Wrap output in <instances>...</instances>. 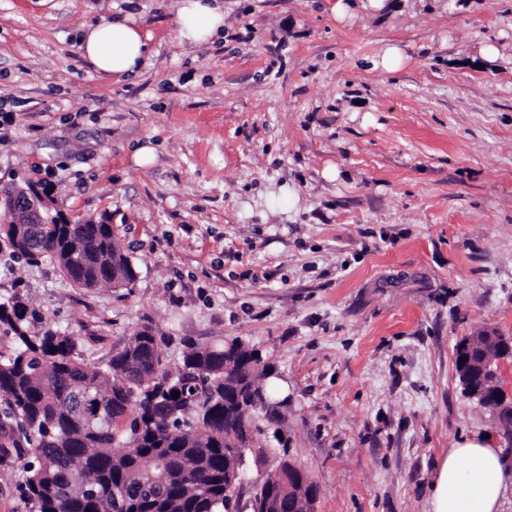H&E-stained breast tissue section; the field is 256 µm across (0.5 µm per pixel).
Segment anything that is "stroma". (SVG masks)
<instances>
[{"mask_svg":"<svg viewBox=\"0 0 512 512\" xmlns=\"http://www.w3.org/2000/svg\"><path fill=\"white\" fill-rule=\"evenodd\" d=\"M177 0H0V187L38 185L64 219L107 217L127 288L50 262L0 265V299L89 362L142 325L165 366L190 345L260 349L240 512L288 457L317 512H432L462 437L512 426L467 399L455 346L512 335V0H414L336 21L326 0H224V35L180 43ZM132 15L139 74L98 73L79 37ZM499 51L481 59L482 43ZM399 46L387 73L372 60ZM29 448L0 463V512H32Z\"/></svg>","mask_w":512,"mask_h":512,"instance_id":"obj_1","label":"stroma"}]
</instances>
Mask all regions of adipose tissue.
<instances>
[{
  "label": "adipose tissue",
  "instance_id": "obj_1",
  "mask_svg": "<svg viewBox=\"0 0 512 512\" xmlns=\"http://www.w3.org/2000/svg\"><path fill=\"white\" fill-rule=\"evenodd\" d=\"M180 40L207 44L224 27L223 0H180L175 17ZM79 49L100 72L136 75L148 44L136 20H103L87 27ZM491 436L460 441L443 461L433 485V512H502L508 485Z\"/></svg>",
  "mask_w": 512,
  "mask_h": 512
}]
</instances>
